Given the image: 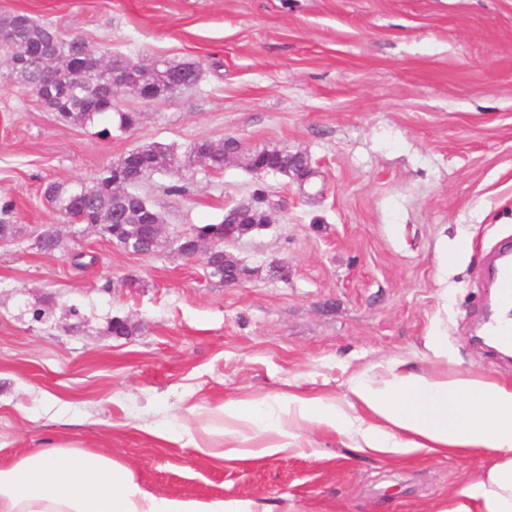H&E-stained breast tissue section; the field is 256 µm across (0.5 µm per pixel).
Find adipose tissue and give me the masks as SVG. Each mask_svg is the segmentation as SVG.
Listing matches in <instances>:
<instances>
[{"instance_id":"obj_1","label":"adipose tissue","mask_w":512,"mask_h":512,"mask_svg":"<svg viewBox=\"0 0 512 512\" xmlns=\"http://www.w3.org/2000/svg\"><path fill=\"white\" fill-rule=\"evenodd\" d=\"M224 437L239 458L246 429L272 432L267 454L294 445L300 428H325L358 453L390 459L485 452L484 471L461 483L436 512H512V382L447 360L418 369L393 359L353 375L343 398L291 389L258 404L225 402ZM0 512H255L237 500H186L146 492L134 471L92 448L52 444L0 461Z\"/></svg>"}]
</instances>
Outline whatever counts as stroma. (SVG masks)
I'll return each mask as SVG.
<instances>
[{
    "instance_id": "obj_1",
    "label": "stroma",
    "mask_w": 512,
    "mask_h": 512,
    "mask_svg": "<svg viewBox=\"0 0 512 512\" xmlns=\"http://www.w3.org/2000/svg\"><path fill=\"white\" fill-rule=\"evenodd\" d=\"M16 12L97 51L195 62L201 76L165 100L119 93L113 104L139 123L108 138L0 83V197L25 229L0 246V446L10 456L96 448L151 493L249 500L259 512H429L484 469L476 453L357 456L323 429L249 459L217 455L220 423L202 437L209 455L163 435L199 431L230 399L292 384L336 397L362 369L427 365L432 336L449 369L512 380V361L474 340L499 299L488 265L512 238V0H0V14ZM227 136L302 152L316 172L308 183L231 162L198 172L183 199L165 193L170 176L145 185L167 237L266 191L271 224L230 246L251 271L236 286L166 246L127 251L43 196L144 143ZM50 225L62 246L46 254L31 239ZM447 251L463 257L444 282ZM115 318L132 332L108 334Z\"/></svg>"
}]
</instances>
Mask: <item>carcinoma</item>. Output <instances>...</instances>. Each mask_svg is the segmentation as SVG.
Segmentation results:
<instances>
[{
	"label": "carcinoma",
	"mask_w": 512,
	"mask_h": 512,
	"mask_svg": "<svg viewBox=\"0 0 512 512\" xmlns=\"http://www.w3.org/2000/svg\"><path fill=\"white\" fill-rule=\"evenodd\" d=\"M9 34L0 40V64L18 71L23 86L31 90L57 120L87 126H101L99 134L131 130L138 120L135 112L115 109L106 99L98 83L89 82L74 88L72 72L90 67L89 58L81 47L83 39L63 35L57 28L42 24L23 13L0 15V30ZM68 59L69 69L49 77L40 60L49 52ZM197 65L169 59H158L156 65L138 72L146 90L155 99H168L179 94V88L191 83ZM262 154L267 162L288 158L301 171V177L311 175L307 158L288 154V150L268 147L241 149L239 159L249 164L251 157ZM221 171L224 169V145L206 139L196 140L184 148L174 144L153 142L136 147L117 163L103 169L90 183L52 182L44 189V198L53 208L68 216L74 224H97L100 233L125 249L145 253L160 247L162 240H153L146 232L149 224L163 223V217L139 187L153 175L174 173L178 180L165 186V193L184 198L190 195L194 178L181 176L182 171ZM15 205L0 199V239L13 240L22 234L14 216ZM200 236L217 246V255L205 266L206 275L224 281V222L198 225ZM61 246L57 230L48 227L42 233L38 250L53 252Z\"/></svg>",
	"instance_id": "cac0c4a2"
}]
</instances>
